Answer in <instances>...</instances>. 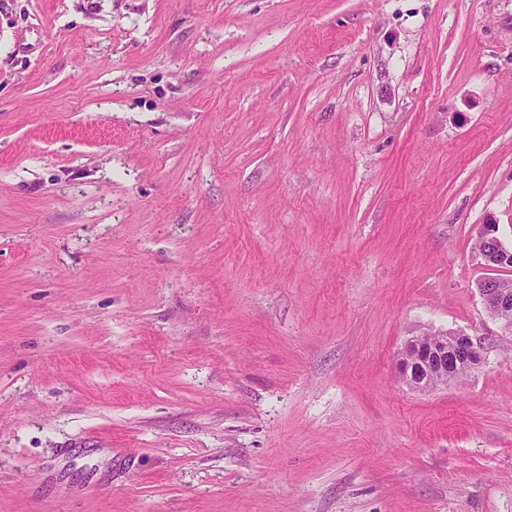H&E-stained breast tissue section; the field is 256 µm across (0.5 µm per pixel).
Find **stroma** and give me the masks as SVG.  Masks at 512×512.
<instances>
[{"label":"stroma","instance_id":"obj_1","mask_svg":"<svg viewBox=\"0 0 512 512\" xmlns=\"http://www.w3.org/2000/svg\"><path fill=\"white\" fill-rule=\"evenodd\" d=\"M483 224L512 0H0V512H512ZM440 335L443 336L441 341H433L428 333H423L404 342L397 368L410 388L430 390L432 374H451L461 366L471 371L483 364L480 340L464 333L443 332Z\"/></svg>","mask_w":512,"mask_h":512}]
</instances>
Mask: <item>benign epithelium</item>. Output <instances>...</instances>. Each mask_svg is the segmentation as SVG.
Wrapping results in <instances>:
<instances>
[{"instance_id": "7a95c632", "label": "benign epithelium", "mask_w": 512, "mask_h": 512, "mask_svg": "<svg viewBox=\"0 0 512 512\" xmlns=\"http://www.w3.org/2000/svg\"><path fill=\"white\" fill-rule=\"evenodd\" d=\"M478 238L483 248L478 252L481 263L490 268L512 267V250L506 248L497 236L494 224L481 226ZM485 310L494 318L512 310V286L498 279L478 284ZM484 361L483 345L464 333L445 332L443 340L433 341L428 334L412 336L404 342L397 362L407 386L425 391L433 387L429 377L435 373L451 374L460 367L479 368Z\"/></svg>"}]
</instances>
